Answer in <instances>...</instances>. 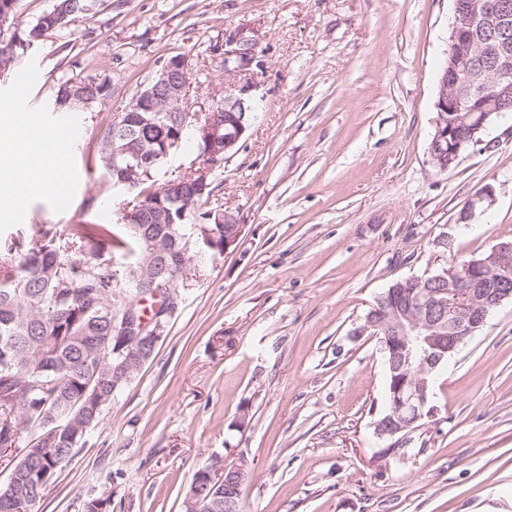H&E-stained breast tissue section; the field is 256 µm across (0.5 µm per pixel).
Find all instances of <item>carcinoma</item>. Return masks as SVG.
Wrapping results in <instances>:
<instances>
[{"label": "carcinoma", "mask_w": 512, "mask_h": 512, "mask_svg": "<svg viewBox=\"0 0 512 512\" xmlns=\"http://www.w3.org/2000/svg\"><path fill=\"white\" fill-rule=\"evenodd\" d=\"M18 0H0V15L9 22L0 29V67L8 66L44 34L40 16L25 28L13 26ZM86 96L107 95L108 85L93 76L78 79ZM125 137L112 140V129L102 137L97 161L106 174L112 170V150L119 151L120 168L134 163V154L145 147L161 153L155 163L137 170L132 196L137 210L124 217L118 233L105 224H75L62 243L56 231L42 226L32 235L18 234L0 240V460L16 478L18 492L7 496L0 488V512H35L45 487L42 474L69 461L79 445L75 429L64 415L66 402H77L91 378L102 390L112 387V369H97L90 344L112 338L111 317L96 312L92 302L111 290L112 275L138 265L148 248V237L160 229L147 223L159 207L172 209L154 188L156 172L168 163L164 147L181 137L175 121L149 113L125 112ZM183 202L193 206L208 201L213 188L208 181H187L179 188ZM224 209L210 208L187 224L175 218L172 231L183 246L184 235L204 238L208 249L224 244Z\"/></svg>", "instance_id": "obj_1"}]
</instances>
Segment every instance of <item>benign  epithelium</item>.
Wrapping results in <instances>:
<instances>
[{
  "mask_svg": "<svg viewBox=\"0 0 512 512\" xmlns=\"http://www.w3.org/2000/svg\"><path fill=\"white\" fill-rule=\"evenodd\" d=\"M493 21L506 32L512 30V8L506 0H464L461 15L450 28L448 54L454 62L440 75L439 93L435 102L436 119L433 141H448L447 170L457 164L470 147L482 142L479 133L500 114L507 111L501 100L512 95V58L508 43L495 44L478 41V28ZM481 53L494 63L491 73L479 78L473 69V51ZM235 60V71L243 76L233 90L224 92V98L211 107H221L227 120L219 123L187 109L189 78L175 72V66L166 64L154 80L139 92L125 108L127 112H177L182 118V130L195 139L203 140L207 149L199 152L206 170L224 163L237 149L247 131L238 112L253 111L252 92L258 89L252 80L251 66L256 59V43L238 32L224 36V62ZM475 88L472 98L464 100L455 91L460 82ZM242 224L230 213L224 214V250H229L240 239ZM148 257L137 268L129 267L120 277L112 279V298L106 301L112 311L113 341L109 347L95 348L103 364L115 359L118 366L112 370V391L130 382V374L150 360L148 351L155 349L163 337L162 324L149 321L139 314L137 303L125 298L127 285H146L155 279L158 257L169 252L170 239L153 236L148 240ZM199 244L187 242L177 257L175 274L187 278L188 266L200 254ZM438 287L432 289L433 304L428 306L421 295L401 294L393 301L388 316L376 321L369 319L366 328L380 337L388 375L400 377L402 382L391 388L390 414L377 425V434L403 444L405 433L434 413L430 407V379L432 372L453 354L461 344L473 336L487 316L504 301L512 300V242L501 243L483 262L472 261L462 271L446 270L433 279ZM183 296L177 290L165 294L163 315L172 320L180 310ZM245 462L227 465L215 461L207 470L213 487L191 485L184 502L185 512H203L201 505L223 500V512H238V499L243 487L241 474Z\"/></svg>",
  "mask_w": 512,
  "mask_h": 512,
  "instance_id": "1",
  "label": "benign epithelium"
}]
</instances>
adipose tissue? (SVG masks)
Segmentation results:
<instances>
[{
	"mask_svg": "<svg viewBox=\"0 0 512 512\" xmlns=\"http://www.w3.org/2000/svg\"><path fill=\"white\" fill-rule=\"evenodd\" d=\"M12 122L11 114L0 117V152L5 153L7 160L0 165V205L5 210L19 212L27 209L29 203L37 197L55 198L63 195L65 185L53 182H33L27 177V170L33 165L51 162L59 165L61 156L44 159L40 152L39 136H54L58 130L46 126L40 114H33L31 127L38 130V138H22L9 135L8 130Z\"/></svg>",
	"mask_w": 512,
	"mask_h": 512,
	"instance_id": "adipose-tissue-1",
	"label": "adipose tissue"
}]
</instances>
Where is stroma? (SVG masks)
<instances>
[{
    "mask_svg": "<svg viewBox=\"0 0 512 512\" xmlns=\"http://www.w3.org/2000/svg\"><path fill=\"white\" fill-rule=\"evenodd\" d=\"M453 0H100L17 55L20 92L75 130L63 196L0 210V239L44 224L122 223L96 161L115 113L169 57L189 61L188 108L235 81L220 46L256 44L258 109L212 202L237 247L189 278L153 357L104 406L38 512H184L195 472L246 462L242 512H512V302L438 367L436 411L403 454L375 423L387 370L365 320L394 282L425 279L512 241V112L459 163L429 154ZM106 97L58 112L59 83ZM73 81H78L80 83H84L83 90L86 94V96L89 99L97 100L101 97H104L107 95L108 92V85L105 81H99L96 77L93 76H86L80 79H67L64 82H62L59 85V88L57 90L55 99H54V109L57 111H64V110H70L68 106H57V102L59 99V94H61L64 90L67 91L68 89L72 88V85H70Z\"/></svg>",
    "mask_w": 512,
    "mask_h": 512,
    "instance_id": "obj_1",
    "label": "stroma"
}]
</instances>
